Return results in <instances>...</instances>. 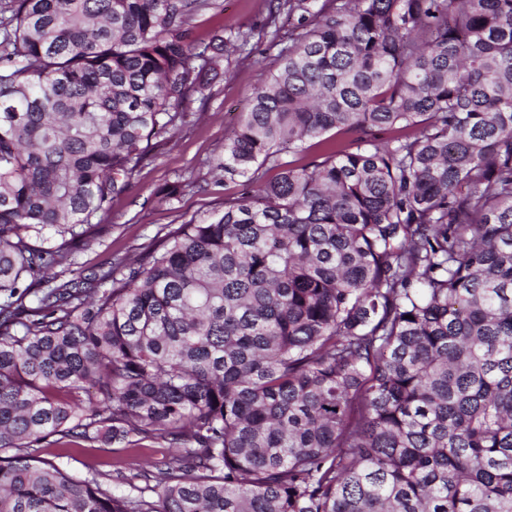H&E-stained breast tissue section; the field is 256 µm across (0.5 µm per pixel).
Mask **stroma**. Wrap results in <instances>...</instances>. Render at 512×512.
Here are the masks:
<instances>
[{
  "label": "stroma",
  "mask_w": 512,
  "mask_h": 512,
  "mask_svg": "<svg viewBox=\"0 0 512 512\" xmlns=\"http://www.w3.org/2000/svg\"><path fill=\"white\" fill-rule=\"evenodd\" d=\"M220 2V8L195 17L202 38L223 27L261 25L268 14L267 0ZM273 69L269 60L232 62L215 80L210 98L203 100L195 94L187 98L181 107L182 121L159 136L158 147L143 163L132 187L113 201L89 246L78 249L76 259L83 268L95 269L111 255L137 257L154 236L223 211L225 199L239 192L233 183L219 188L211 184L214 167L224 155V138L246 111L254 89ZM178 181L183 184L180 194L167 202L161 200V190ZM127 461L122 445L96 444L74 451L68 471L82 478L91 469L107 472Z\"/></svg>",
  "instance_id": "1"
}]
</instances>
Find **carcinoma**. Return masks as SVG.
Wrapping results in <instances>:
<instances>
[{"instance_id": "obj_1", "label": "carcinoma", "mask_w": 512, "mask_h": 512, "mask_svg": "<svg viewBox=\"0 0 512 512\" xmlns=\"http://www.w3.org/2000/svg\"><path fill=\"white\" fill-rule=\"evenodd\" d=\"M219 7L0 4V512H512V0H276L200 38ZM261 43L212 181L240 196L73 268ZM99 442L172 452L122 493L44 458Z\"/></svg>"}]
</instances>
